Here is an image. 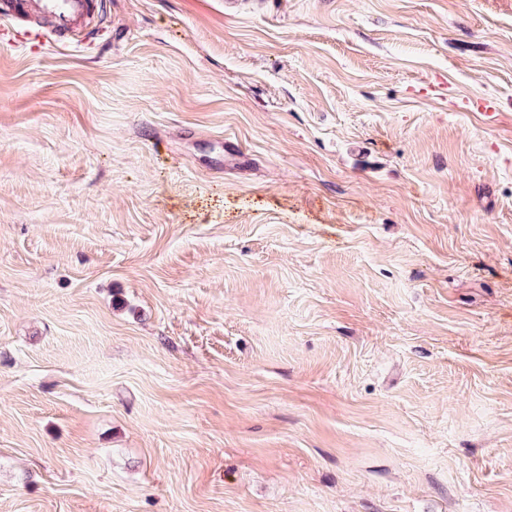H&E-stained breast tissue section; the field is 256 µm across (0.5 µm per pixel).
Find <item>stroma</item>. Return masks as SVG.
I'll return each mask as SVG.
<instances>
[{"label": "stroma", "mask_w": 512, "mask_h": 512, "mask_svg": "<svg viewBox=\"0 0 512 512\" xmlns=\"http://www.w3.org/2000/svg\"><path fill=\"white\" fill-rule=\"evenodd\" d=\"M29 28L0 23V512H512V0Z\"/></svg>", "instance_id": "stroma-1"}]
</instances>
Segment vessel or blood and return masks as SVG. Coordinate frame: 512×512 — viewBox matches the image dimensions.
I'll return each mask as SVG.
<instances>
[{
	"label": "vessel or blood",
	"instance_id": "b4317fda",
	"mask_svg": "<svg viewBox=\"0 0 512 512\" xmlns=\"http://www.w3.org/2000/svg\"><path fill=\"white\" fill-rule=\"evenodd\" d=\"M102 0H0V19L14 16L48 18L58 41L72 44L75 36L87 34L93 18L102 15Z\"/></svg>",
	"mask_w": 512,
	"mask_h": 512
}]
</instances>
